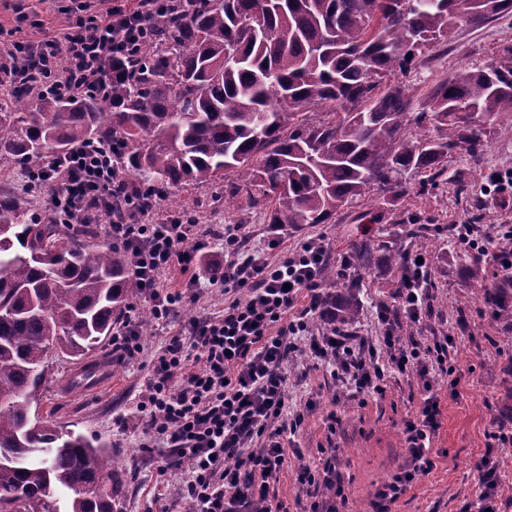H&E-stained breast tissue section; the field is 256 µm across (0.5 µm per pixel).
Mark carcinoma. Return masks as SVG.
<instances>
[{
  "label": "carcinoma",
  "mask_w": 512,
  "mask_h": 512,
  "mask_svg": "<svg viewBox=\"0 0 512 512\" xmlns=\"http://www.w3.org/2000/svg\"><path fill=\"white\" fill-rule=\"evenodd\" d=\"M147 17L155 39L112 58L107 99L31 95L0 77V171L36 166L88 138L124 153L131 189L163 198L224 185L269 224H327L354 197L436 187L448 153L482 151L483 126L512 113V47L435 84L417 109L383 84L458 20L512 13V0H189ZM328 104L332 118L311 109ZM54 212L0 194V512H124L107 446L38 417L49 350L81 361L112 334L134 289L125 249ZM512 320V288H486ZM352 324L349 288L322 300Z\"/></svg>",
  "instance_id": "cac0c4a2"
}]
</instances>
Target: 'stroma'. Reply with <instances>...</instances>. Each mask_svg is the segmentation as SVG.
I'll use <instances>...</instances> for the list:
<instances>
[{
    "instance_id": "35a3bbf8",
    "label": "stroma",
    "mask_w": 512,
    "mask_h": 512,
    "mask_svg": "<svg viewBox=\"0 0 512 512\" xmlns=\"http://www.w3.org/2000/svg\"><path fill=\"white\" fill-rule=\"evenodd\" d=\"M512 46V15L479 23L458 22L453 38L420 54L412 69L397 75L402 86L429 92L438 81L463 67L480 66L503 48ZM512 168V114H503L488 130L483 150L471 155L463 149L449 154L446 172L431 191L411 190L393 204L365 194L342 207L330 223L288 232L272 258L294 252L311 238H321L331 248V266L339 268L350 258L354 244L370 238L407 251L419 249L430 229L456 224H475L487 229L512 224V202L498 201L485 190L489 173ZM185 210L198 219L195 237L211 251L222 243L213 232L227 224L243 225L250 246L263 245L268 226L261 214L243 206L224 207L212 202L208 191L193 185L178 193ZM431 313L413 329L416 339L432 334H452L460 382L457 396H449L447 382L436 391L442 410L441 427L432 441L435 466L417 477L393 507V512H459L463 502L477 498L475 463L490 457L504 477L498 492L499 512H512V445H500L492 437L497 427H512V331L497 319L484 299L485 289L497 286L505 270L474 254L450 237L429 253ZM398 277L388 271L382 256L369 267L352 265L346 278L322 280L321 293L357 289L361 310L355 329L361 335H381L376 306L391 301ZM224 289L205 288L199 299L186 301L167 323H152L142 336L140 360L125 364L112 359V341L104 339L95 356L110 362L112 385L99 393L63 389V376L77 363L59 350L48 356L47 379L39 391L38 411L48 425H58L106 443L116 464V482L126 512H189L181 496L185 469L165 468L162 459H149L143 427L137 426L136 405L145 393L151 361L174 335L196 318L224 312ZM288 404L306 409L302 430L285 442L288 468L270 487L271 500L293 512L299 465H314L319 451L335 444L338 472L349 498L351 512H374V494L403 463L407 444L402 422L418 409L423 389L416 379L391 376L384 395L359 405L345 386L336 381L330 366L310 354H299L286 367ZM337 413L340 424L329 434L325 418Z\"/></svg>"
}]
</instances>
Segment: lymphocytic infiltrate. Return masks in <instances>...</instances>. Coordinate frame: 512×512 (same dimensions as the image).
I'll return each mask as SVG.
<instances>
[{"label":"lymphocytic infiltrate","mask_w":512,"mask_h":512,"mask_svg":"<svg viewBox=\"0 0 512 512\" xmlns=\"http://www.w3.org/2000/svg\"><path fill=\"white\" fill-rule=\"evenodd\" d=\"M177 0H137L128 9L120 0H78V17L63 28H41L34 39L0 33V60L23 59L16 69L20 82L52 97L107 93L114 56H132L148 34L145 20L161 6ZM28 181L38 182L49 209L66 224H96L111 212L124 179L120 155L109 142L90 141L53 155L35 169ZM159 192L141 190L129 202L126 219L105 224L113 244L128 248L132 286L161 323L184 299H197L200 280L219 285L237 297L224 306L219 319L200 317L186 332L171 336L154 358L152 378L137 406L149 448L159 449L168 467L189 464L182 487L191 512H286L268 499L269 482L288 465L283 437L305 422L304 410L288 406L284 366L299 348L330 365L338 382L362 396H381L386 381L397 373L412 377L427 393L415 415L403 421L408 455L376 492V512H392L393 504L413 484L418 473L431 472V438L441 426L442 411L435 391L439 381L457 387L451 357L454 336L423 341L404 340L398 319L417 323L430 311L425 288L428 263L406 255L407 274L393 302H379L381 336L355 331L313 333L309 314L320 303L319 280L330 249L320 239H308L300 249L277 260L266 252L278 247L284 230L269 227L266 248H250L241 225L224 227L220 254L187 251L193 226L161 212ZM456 238L489 259L512 269V225H495L477 235L469 224L455 225ZM204 266L186 287L160 289L161 276L174 266ZM307 309L297 310L302 294ZM139 308L130 305L125 319L112 330V351L120 361L139 359L143 347L135 321ZM182 384H174L175 376ZM336 451H321L318 465H301L296 473L300 512H346L349 499L337 473Z\"/></svg>","instance_id":"f902f5d3"}]
</instances>
